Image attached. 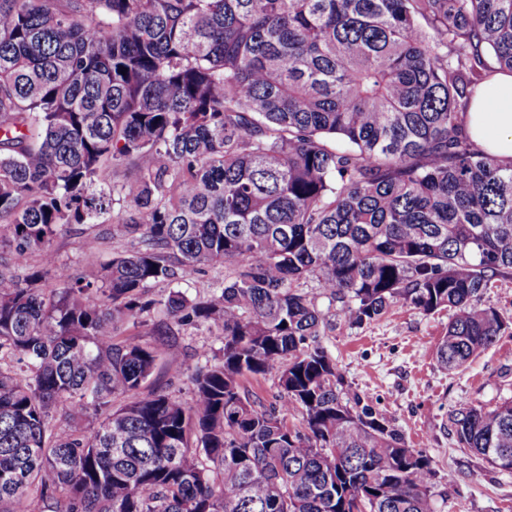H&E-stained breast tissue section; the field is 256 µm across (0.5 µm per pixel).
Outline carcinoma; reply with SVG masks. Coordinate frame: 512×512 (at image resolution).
<instances>
[{
	"mask_svg": "<svg viewBox=\"0 0 512 512\" xmlns=\"http://www.w3.org/2000/svg\"><path fill=\"white\" fill-rule=\"evenodd\" d=\"M496 68L512 0H0V512H436L319 337L449 309L454 372L512 326V164L462 128ZM105 216L131 248L73 276L52 239ZM147 325L218 337L190 400ZM448 421L512 471V397ZM224 279L223 268H207L205 273L196 275L186 284H182L179 288L188 297L194 298L205 294L210 288ZM485 301L499 309L505 317H512V278L493 281Z\"/></svg>",
	"mask_w": 512,
	"mask_h": 512,
	"instance_id": "obj_1",
	"label": "carcinoma"
}]
</instances>
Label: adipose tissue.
<instances>
[{
	"mask_svg": "<svg viewBox=\"0 0 512 512\" xmlns=\"http://www.w3.org/2000/svg\"><path fill=\"white\" fill-rule=\"evenodd\" d=\"M464 127L484 151L512 160V73H493L475 90Z\"/></svg>",
	"mask_w": 512,
	"mask_h": 512,
	"instance_id": "adipose-tissue-1",
	"label": "adipose tissue"
}]
</instances>
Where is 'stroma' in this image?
<instances>
[{
    "mask_svg": "<svg viewBox=\"0 0 512 512\" xmlns=\"http://www.w3.org/2000/svg\"><path fill=\"white\" fill-rule=\"evenodd\" d=\"M99 239L95 253L87 237ZM113 224L68 228L51 244L73 275L89 273L127 249ZM448 314L426 315L396 306L379 321L360 327L336 325L321 341L335 359L344 387L371 401L402 432L408 447L425 451L437 470L438 512H512V474L494 469L483 456L462 448L448 416L464 406L494 407L512 396V329L463 371L448 373L435 360ZM206 329L180 332L176 342L157 344L153 383L190 399L193 385L183 363L196 353L218 352Z\"/></svg>",
    "mask_w": 512,
    "mask_h": 512,
    "instance_id": "35a3bbf8",
    "label": "stroma"
}]
</instances>
